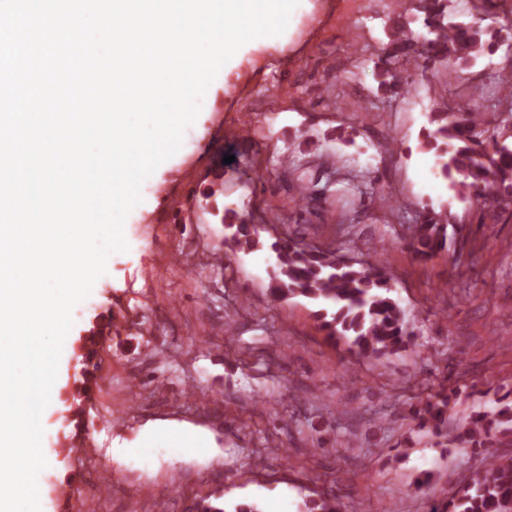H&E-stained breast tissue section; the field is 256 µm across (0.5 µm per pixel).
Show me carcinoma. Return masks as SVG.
<instances>
[{"label": "carcinoma", "mask_w": 512, "mask_h": 512, "mask_svg": "<svg viewBox=\"0 0 512 512\" xmlns=\"http://www.w3.org/2000/svg\"><path fill=\"white\" fill-rule=\"evenodd\" d=\"M496 4L484 0L483 16H464L448 0H415L412 6L393 12L388 42L381 49V66L374 72L380 104L410 93L412 82L401 79L405 64L412 61L425 74L445 72L452 80L460 72L479 67L503 46L512 45V22L499 23ZM512 66L493 76L497 101L484 114V83L471 85L467 99L444 105L430 113L432 129L420 142L434 152L449 188L463 201L496 209H512V91L506 81ZM225 244L237 252L268 248L274 261L270 296L278 302L304 298L316 304V316L327 336L344 340L352 354L377 364L407 351L412 345L405 326V311L395 300L393 283L382 263H359L331 251L313 249L285 235L270 241L263 224H249L234 209L224 208L221 217ZM453 216L446 208L423 210L408 225L409 248L426 262L447 248L448 227ZM450 396L445 387L429 393L415 411L417 427L437 439V445L453 444L485 450V465L473 472L443 505L433 512H512V458L491 450V439L512 434V406L497 399V406L463 426L448 430ZM303 512H341L334 496L320 495L304 501Z\"/></svg>", "instance_id": "carcinoma-1"}]
</instances>
